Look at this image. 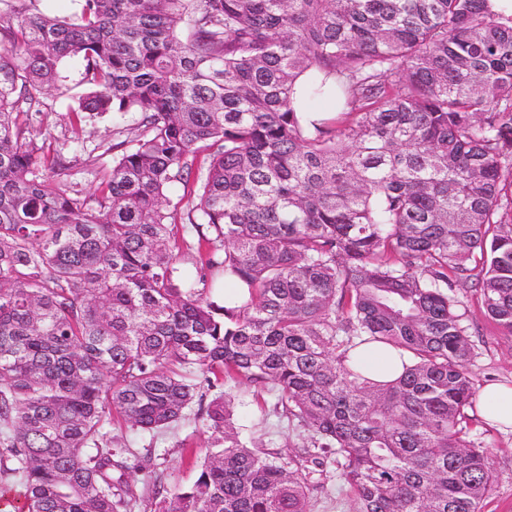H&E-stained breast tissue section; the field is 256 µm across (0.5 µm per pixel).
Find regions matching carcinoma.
<instances>
[{
	"label": "carcinoma",
	"mask_w": 512,
	"mask_h": 512,
	"mask_svg": "<svg viewBox=\"0 0 512 512\" xmlns=\"http://www.w3.org/2000/svg\"><path fill=\"white\" fill-rule=\"evenodd\" d=\"M0 0V476L24 512H310V461L357 512H482L467 310L512 338V17L488 0ZM137 116L87 194L30 121ZM304 103L335 111L302 121ZM208 166L194 169L201 150ZM181 190L177 202L170 195ZM200 288L179 274L178 221ZM247 288L228 308L208 275ZM382 343L410 364L363 375ZM224 391L203 404L201 385ZM274 397L281 454L238 426ZM203 407L189 486L139 489L103 432ZM353 355L360 362L361 369L369 377L379 381L392 380L404 370L399 356L383 347H360ZM267 398V404L264 407L257 406L251 402V405L237 408V418L240 424L246 425L247 429H252L257 434H264L266 441H272V446L282 454L288 457V454L294 452H303L305 448H300L306 441L307 433L289 423L286 419H279L272 414V404L274 400Z\"/></svg>",
	"instance_id": "carcinoma-1"
}]
</instances>
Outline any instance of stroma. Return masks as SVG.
Instances as JSON below:
<instances>
[{"mask_svg":"<svg viewBox=\"0 0 512 512\" xmlns=\"http://www.w3.org/2000/svg\"><path fill=\"white\" fill-rule=\"evenodd\" d=\"M68 99L50 94L44 100L37 124L43 136L59 148L68 147L72 138ZM118 126L111 117H103L86 126L85 151L79 154L71 180L78 189H93L112 157L106 149L119 142ZM468 310L471 340L474 345L469 369L477 387L492 382H512V340L500 335L480 308L478 293L461 292ZM239 423L265 436L281 454L299 451L306 432L277 418L269 407L249 405L238 408ZM105 430L113 448L122 450L129 469V481L140 484L160 477L167 485H190L196 477V463L205 455L208 435L202 417L189 412L177 425L150 436L133 431L119 416H111ZM474 431L486 448L495 483L483 503V512H512V433L496 431L483 421H476ZM321 487L312 494L311 512H354L349 489L341 487L334 469L320 477Z\"/></svg>","mask_w":512,"mask_h":512,"instance_id":"1","label":"stroma"}]
</instances>
